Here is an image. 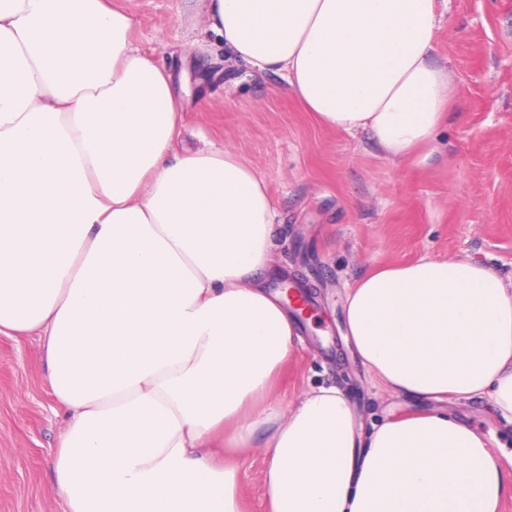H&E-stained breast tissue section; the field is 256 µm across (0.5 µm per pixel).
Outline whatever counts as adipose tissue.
I'll use <instances>...</instances> for the list:
<instances>
[{
    "instance_id": "1",
    "label": "adipose tissue",
    "mask_w": 512,
    "mask_h": 512,
    "mask_svg": "<svg viewBox=\"0 0 512 512\" xmlns=\"http://www.w3.org/2000/svg\"><path fill=\"white\" fill-rule=\"evenodd\" d=\"M436 0H207L236 59L286 72L330 129L393 158L431 144L453 79ZM112 0H0V334L39 333L67 418L69 512H242L218 438L259 447L270 512H497L505 477L451 414L360 432L337 386L285 409L300 339L256 279L276 210L235 151L174 156L182 100ZM377 386L488 397L512 417V287L464 259L378 270L346 295Z\"/></svg>"
}]
</instances>
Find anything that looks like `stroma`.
<instances>
[{
	"label": "stroma",
	"mask_w": 512,
	"mask_h": 512,
	"mask_svg": "<svg viewBox=\"0 0 512 512\" xmlns=\"http://www.w3.org/2000/svg\"><path fill=\"white\" fill-rule=\"evenodd\" d=\"M132 35L194 90L178 152L211 142L235 150L265 180L278 246L262 283L311 286L314 318L297 323L300 350L272 394L289 404L310 387H340L363 430L393 413L448 409L484 435L506 477L512 512V419L485 398L414 400L379 390L347 337L348 288L377 268L465 258L512 276V0H438L433 60L454 77V102L435 141L388 157L364 131L321 127L285 73L232 59L205 30L204 0H118ZM64 412L45 380L38 337L0 335V512H67L52 467ZM238 468L244 512H267L260 450Z\"/></svg>",
	"instance_id": "obj_1"
}]
</instances>
